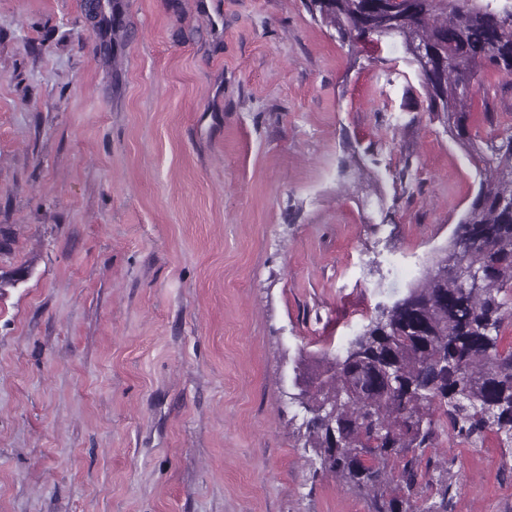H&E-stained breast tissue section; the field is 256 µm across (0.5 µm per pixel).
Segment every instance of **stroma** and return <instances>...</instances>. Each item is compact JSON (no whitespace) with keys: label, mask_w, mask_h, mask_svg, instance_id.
<instances>
[{"label":"stroma","mask_w":512,"mask_h":512,"mask_svg":"<svg viewBox=\"0 0 512 512\" xmlns=\"http://www.w3.org/2000/svg\"><path fill=\"white\" fill-rule=\"evenodd\" d=\"M401 55L307 0H0V512H368L307 460L295 361L480 184ZM469 106L512 127V76ZM435 451L454 512H512L495 435Z\"/></svg>","instance_id":"obj_1"}]
</instances>
